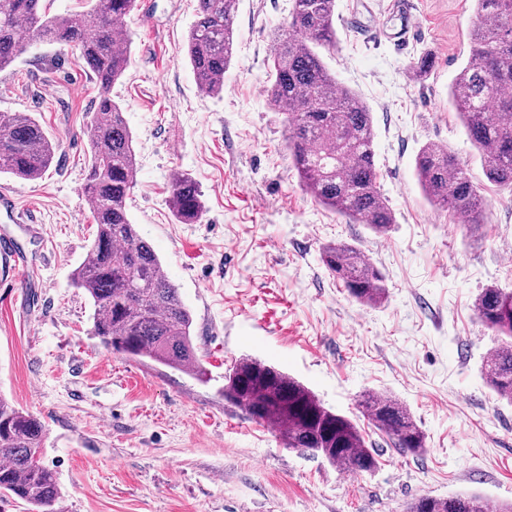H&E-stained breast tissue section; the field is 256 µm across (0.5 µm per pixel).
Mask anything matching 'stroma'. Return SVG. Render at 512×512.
<instances>
[{
    "label": "stroma",
    "mask_w": 512,
    "mask_h": 512,
    "mask_svg": "<svg viewBox=\"0 0 512 512\" xmlns=\"http://www.w3.org/2000/svg\"><path fill=\"white\" fill-rule=\"evenodd\" d=\"M392 0H336L328 71L370 108L380 187L396 222L383 235L303 191L286 146L288 115L264 88L273 34L289 0H239L224 91H200L185 56L197 0H136L130 62L112 88L138 171L128 214L194 318L206 381L106 350L93 306L71 282L96 233L85 193L86 128L98 97L76 51L37 43L0 71V112H28L57 150L43 178L0 174L23 223L0 208V239L24 264L0 262V394L47 430L43 460L64 512H406L421 495L512 500V401L486 384L495 336L477 317L483 289H512V204L448 101L470 55V0H413L418 29L400 38ZM429 56L426 78L411 62ZM441 143L483 184L477 234L430 204L415 158ZM194 179L199 222L176 221L174 174ZM357 246L380 270L384 306L352 299L324 268L322 246ZM243 357L291 375L354 421L378 454L373 473L344 474L285 448L270 427L224 399ZM398 398L427 447L391 448L361 412L364 393Z\"/></svg>",
    "instance_id": "1"
}]
</instances>
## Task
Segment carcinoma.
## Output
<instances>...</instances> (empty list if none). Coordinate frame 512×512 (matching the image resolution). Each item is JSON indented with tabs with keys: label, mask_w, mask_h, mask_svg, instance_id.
Wrapping results in <instances>:
<instances>
[{
	"label": "carcinoma",
	"mask_w": 512,
	"mask_h": 512,
	"mask_svg": "<svg viewBox=\"0 0 512 512\" xmlns=\"http://www.w3.org/2000/svg\"><path fill=\"white\" fill-rule=\"evenodd\" d=\"M41 0H0V71L36 43L77 51L98 85L88 131L90 164L85 191L96 234L73 285L95 308L92 334L107 350L160 363L202 379L207 371L194 345V319L178 288L163 273L152 245L131 223L126 200L137 172L132 134L111 89L129 64L131 35L125 18L134 0H94L87 14L49 17ZM471 58L454 78L449 101L485 161V176L512 198V0H471ZM238 0H198L186 55L199 89L224 90L231 64ZM336 0H292L283 30L275 33L273 70L266 93L289 112L287 147L303 189L324 206L384 233L394 212L378 186L369 107L329 74L316 52L336 45ZM56 144L25 112L0 113V174L21 181L43 177ZM427 199L469 228L483 224L481 186L442 144H426L415 158ZM169 203L182 224L200 220L197 184L185 174L171 180ZM324 267L358 303L378 307L388 298L381 272L361 250L336 243L322 248ZM480 320L498 337L484 367L487 385L512 400V290L487 288L478 297ZM229 402L259 424L272 426L285 447L321 454L340 471L371 473L378 465L350 419L327 408L300 381L253 358H242L224 376ZM360 406L389 444L418 454L426 437L402 403L365 394ZM46 430L39 418L0 396V493L32 512H62L56 472L42 460ZM407 512H488L477 494L420 496Z\"/></svg>",
	"instance_id": "carcinoma-1"
}]
</instances>
